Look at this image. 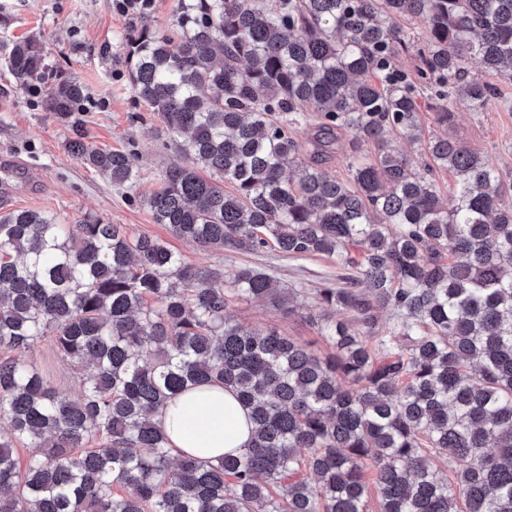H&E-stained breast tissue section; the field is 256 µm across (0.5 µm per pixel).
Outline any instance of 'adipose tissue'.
Segmentation results:
<instances>
[{"label": "adipose tissue", "instance_id": "1", "mask_svg": "<svg viewBox=\"0 0 512 512\" xmlns=\"http://www.w3.org/2000/svg\"><path fill=\"white\" fill-rule=\"evenodd\" d=\"M166 432L174 455L203 460L248 448L253 423L234 390L200 385L170 398L155 417Z\"/></svg>", "mask_w": 512, "mask_h": 512}]
</instances>
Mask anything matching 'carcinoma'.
I'll return each instance as SVG.
<instances>
[{"label": "carcinoma", "mask_w": 512, "mask_h": 512, "mask_svg": "<svg viewBox=\"0 0 512 512\" xmlns=\"http://www.w3.org/2000/svg\"><path fill=\"white\" fill-rule=\"evenodd\" d=\"M407 15L427 28L411 72ZM126 40L135 96L190 159L142 197L153 222L224 253L334 257L355 273L316 298L352 320L328 325L318 354L226 318L246 298L293 312L294 290L264 271L187 264L123 224L1 213L0 512H368L373 493L379 512H512V181L418 119L421 96L444 128L460 102L488 111L495 88L467 64L512 79V0H187L171 30ZM5 60L18 82L42 80L39 40ZM84 96L61 77L47 98L67 151L135 186L131 151L83 130ZM312 120L314 155L290 175ZM340 130L373 146L345 181L327 168ZM43 342L79 371L80 396L27 358ZM202 384L248 407L244 453L172 455L154 415ZM429 452L466 465L444 480Z\"/></svg>", "instance_id": "1"}]
</instances>
